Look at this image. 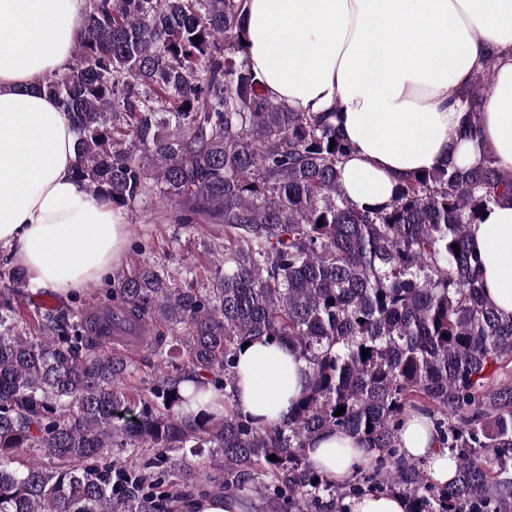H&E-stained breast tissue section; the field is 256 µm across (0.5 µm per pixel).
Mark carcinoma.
<instances>
[{
	"mask_svg": "<svg viewBox=\"0 0 512 512\" xmlns=\"http://www.w3.org/2000/svg\"><path fill=\"white\" fill-rule=\"evenodd\" d=\"M245 2L92 0L68 71L43 85L72 114L75 174L94 196L115 209L157 197L173 224H222L224 253L210 288L148 263L113 281L127 333L153 319L184 330L180 364L150 340L163 366L134 394L131 362L96 352L82 307H39L37 335L19 333L28 283L0 260V512H191L178 474L201 497L254 496L259 512H334L366 488L403 495L409 512H512V317L485 299L469 243L470 225L512 198V170L448 162L359 208L331 113L262 90ZM493 66L466 92L467 139ZM255 340L308 367L270 427L232 407L235 355ZM411 411L456 459L453 481L399 453ZM333 430L372 443L371 472L340 484L309 464Z\"/></svg>",
	"mask_w": 512,
	"mask_h": 512,
	"instance_id": "cac0c4a2",
	"label": "carcinoma"
}]
</instances>
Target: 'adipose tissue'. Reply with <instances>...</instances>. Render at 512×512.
<instances>
[{
	"mask_svg": "<svg viewBox=\"0 0 512 512\" xmlns=\"http://www.w3.org/2000/svg\"><path fill=\"white\" fill-rule=\"evenodd\" d=\"M88 0H0V247L33 288L61 297L120 265L122 210L75 177L69 112L42 90L65 73ZM249 63L272 97L303 112H328L350 142L342 188L377 207L414 172L463 166L490 155L512 168V0H247ZM493 77L480 136L463 139L465 93L486 60ZM488 301L512 316V200L471 225ZM235 408L261 425L279 422L300 396L307 363L255 341L237 353ZM405 458L427 461L445 484L455 462L431 420L411 413L399 432ZM377 451L342 432L317 436L310 463L346 482Z\"/></svg>",
	"mask_w": 512,
	"mask_h": 512,
	"instance_id": "adipose-tissue-1",
	"label": "adipose tissue"
}]
</instances>
